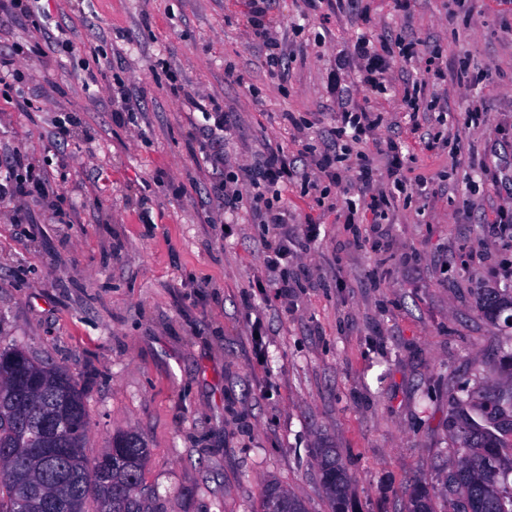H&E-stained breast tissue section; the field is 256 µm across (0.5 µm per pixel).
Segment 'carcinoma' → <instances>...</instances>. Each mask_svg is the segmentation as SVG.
<instances>
[{
	"mask_svg": "<svg viewBox=\"0 0 512 512\" xmlns=\"http://www.w3.org/2000/svg\"><path fill=\"white\" fill-rule=\"evenodd\" d=\"M511 310V292L496 289L482 294L480 311L486 317L498 319ZM32 377L37 388L25 395L12 377L0 374V448L12 450V455L0 456V512H37L45 495L60 499L59 512H84L90 498L96 501L97 512H152L149 492L142 485V472L150 460L143 438L134 431H120L107 440L112 445V474L109 482L102 481L96 462L84 453L87 411L81 391L66 392L69 375L60 368L45 365ZM65 401L74 442L71 461L62 472L38 452L42 444L39 422ZM489 403V416H466L459 430L461 461L442 487V495L450 503L464 494L454 512H512V494L494 471L502 442L492 432L494 428L512 429V392L492 390ZM316 459L331 512H351V478L336 449L320 448ZM262 507L263 512H307L302 499L276 484L265 487ZM406 512H436L434 494L426 484L419 482L413 487Z\"/></svg>",
	"mask_w": 512,
	"mask_h": 512,
	"instance_id": "1",
	"label": "carcinoma"
}]
</instances>
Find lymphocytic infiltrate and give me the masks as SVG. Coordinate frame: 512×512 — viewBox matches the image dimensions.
Returning a JSON list of instances; mask_svg holds the SVG:
<instances>
[{"instance_id": "obj_1", "label": "lymphocytic infiltrate", "mask_w": 512, "mask_h": 512, "mask_svg": "<svg viewBox=\"0 0 512 512\" xmlns=\"http://www.w3.org/2000/svg\"><path fill=\"white\" fill-rule=\"evenodd\" d=\"M273 2L251 0L249 24L255 38L268 51L267 64L283 74L288 64L280 42L273 34ZM398 56L407 61L424 57L426 74L437 81L445 80L447 76L440 46L433 45L422 50L415 40L401 35L380 40L376 44L365 37H358L350 53L337 58L336 67L343 70L349 64H356V82L364 94L370 95L386 91L393 60ZM385 122L384 113L366 105L342 109L335 113L334 124L321 151L310 150L291 156L282 147L271 146L260 160L240 167L236 172L226 170L222 151L204 153L203 158L223 191L225 210L251 209L259 213L263 224L277 228V237L264 243L263 264L268 271L278 273L276 286L280 297H288L298 286L297 281L287 276L293 245L307 250L319 237V227L313 223L304 225L298 234H285L287 214L280 201L287 186H300L307 196H323L328 186L341 184L343 173L355 171L362 200L347 204L345 221L350 225L362 223L368 213L383 217L393 192L405 191L406 184L401 173L407 158L397 145L391 143L387 146L392 177L391 186L387 189L377 187L368 155L363 152L353 155L347 148L351 141L358 144L373 141L376 130ZM27 160L25 153L17 151L7 165L0 166V199L19 200L45 193L43 182L22 175L21 170L25 168Z\"/></svg>"}]
</instances>
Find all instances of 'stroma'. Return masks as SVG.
Returning <instances> with one entry per match:
<instances>
[{
  "instance_id": "obj_1",
  "label": "stroma",
  "mask_w": 512,
  "mask_h": 512,
  "mask_svg": "<svg viewBox=\"0 0 512 512\" xmlns=\"http://www.w3.org/2000/svg\"><path fill=\"white\" fill-rule=\"evenodd\" d=\"M363 3V17L336 0L305 16L301 0H275L284 80L265 66L248 0H39L30 22L0 17V50L30 54L25 94L0 86V160L21 150L50 185L0 201V349L24 348L78 383L88 458L113 433L143 437L154 512H262L271 482L309 512H328L315 462L324 446L352 478L354 512H404L416 480L440 487L459 463L458 402L481 415L487 388L512 383V327L478 307L512 266V242L490 224L512 191L465 179L490 148L512 176V138L496 131L512 123V0H469L460 12L452 0ZM44 30L65 32L71 52L32 55ZM400 34L436 41L451 73L459 59L470 63V85L451 76L424 89L440 111L422 127L441 144L415 146L406 193L385 220L366 216L357 240L344 223L355 172L320 207L285 190L289 224L315 220L320 236L290 263L302 283L292 297L257 288L265 227L251 211L225 224L202 159L205 120L172 93L167 73L233 115L224 155L250 164L270 144L291 154L321 147L337 54L361 35ZM160 58L167 71L154 70ZM91 64L101 77L89 87ZM408 64L424 66L395 58L387 92L368 98L387 118L367 149L384 184L378 147L405 139ZM119 83L129 102L111 94ZM473 97L487 126L463 123ZM287 112L312 128L297 132ZM70 117L71 138L55 143L54 123Z\"/></svg>"
}]
</instances>
